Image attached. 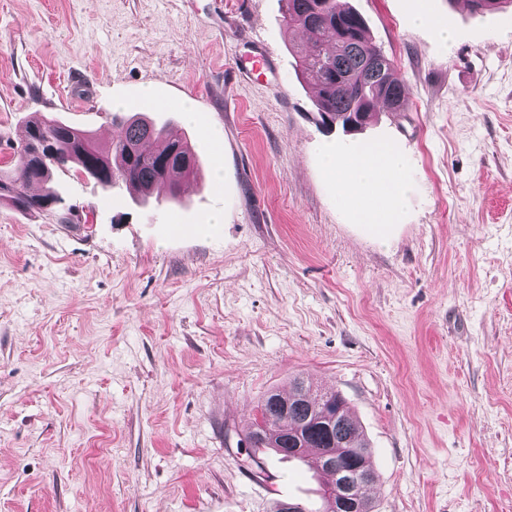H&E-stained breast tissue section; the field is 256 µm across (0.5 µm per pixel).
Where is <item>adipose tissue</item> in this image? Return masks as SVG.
Here are the masks:
<instances>
[{"instance_id": "adipose-tissue-1", "label": "adipose tissue", "mask_w": 512, "mask_h": 512, "mask_svg": "<svg viewBox=\"0 0 512 512\" xmlns=\"http://www.w3.org/2000/svg\"><path fill=\"white\" fill-rule=\"evenodd\" d=\"M328 170L343 191L360 198L359 216L376 225H387L407 189L402 161L383 144L350 158L328 155Z\"/></svg>"}]
</instances>
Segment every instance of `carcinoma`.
Segmentation results:
<instances>
[{
  "instance_id": "obj_1",
  "label": "carcinoma",
  "mask_w": 512,
  "mask_h": 512,
  "mask_svg": "<svg viewBox=\"0 0 512 512\" xmlns=\"http://www.w3.org/2000/svg\"><path fill=\"white\" fill-rule=\"evenodd\" d=\"M288 30L308 36L305 50L296 51V71L316 88L313 106L323 120L336 119L357 107L370 119L378 105L401 107L403 85L394 65L366 36L362 16L343 0H281ZM112 124L121 128L119 138L99 146L89 132L45 115L25 121V135L14 168L0 170V200L14 208L51 213L62 199L53 191L33 194V184L50 180L54 169L73 168L104 189L121 182L139 202L146 203L153 190L168 187L176 196L179 180L193 176L199 161L187 144L185 133L172 124H157L141 113H114ZM148 137L154 149L145 151L140 140ZM51 155L44 154L45 147ZM253 428L245 437L249 458L264 467V455L282 450L296 455L315 453L308 467L316 473L331 471L324 457L341 456L345 448L362 451L364 468L375 480L370 444L334 390L313 387L304 379L293 381L288 391L267 393L257 404Z\"/></svg>"
}]
</instances>
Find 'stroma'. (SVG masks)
Here are the masks:
<instances>
[{"mask_svg": "<svg viewBox=\"0 0 512 512\" xmlns=\"http://www.w3.org/2000/svg\"><path fill=\"white\" fill-rule=\"evenodd\" d=\"M345 3L409 90L351 133L322 124L280 0H0V168L29 116L107 145L147 88L202 163L158 206L55 171L78 224L0 201V512L317 501L237 445L297 374L368 438L374 512H512V7ZM375 143L410 184L384 230L323 158Z\"/></svg>", "mask_w": 512, "mask_h": 512, "instance_id": "1", "label": "stroma"}]
</instances>
